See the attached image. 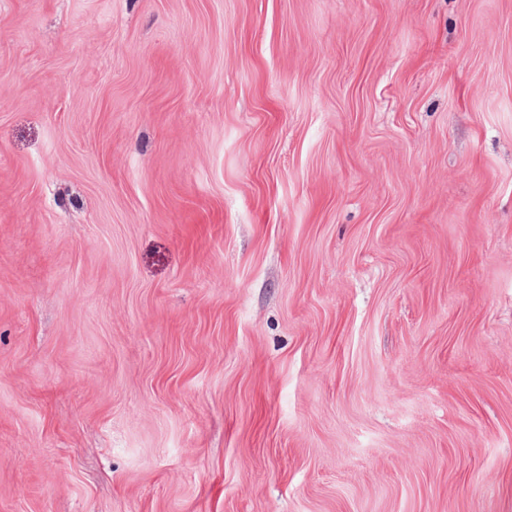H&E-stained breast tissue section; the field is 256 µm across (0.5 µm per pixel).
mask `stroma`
Here are the masks:
<instances>
[{
    "label": "stroma",
    "instance_id": "1",
    "mask_svg": "<svg viewBox=\"0 0 512 512\" xmlns=\"http://www.w3.org/2000/svg\"><path fill=\"white\" fill-rule=\"evenodd\" d=\"M0 512H512V0H0Z\"/></svg>",
    "mask_w": 512,
    "mask_h": 512
}]
</instances>
